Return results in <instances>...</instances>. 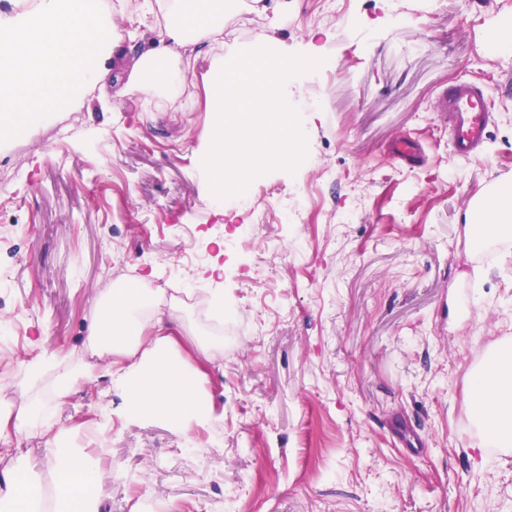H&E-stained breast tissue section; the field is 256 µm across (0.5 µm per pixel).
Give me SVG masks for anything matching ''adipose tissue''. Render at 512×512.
Instances as JSON below:
<instances>
[{"mask_svg":"<svg viewBox=\"0 0 512 512\" xmlns=\"http://www.w3.org/2000/svg\"><path fill=\"white\" fill-rule=\"evenodd\" d=\"M176 9L158 25L160 37L147 49L138 73L141 87L176 94L184 73L174 57L189 50L202 34L220 29L227 0H174ZM158 288H116L96 301L88 343L107 363L121 396L120 413L130 422L153 420L189 434L209 424L198 407L205 364L182 354L180 319L157 304ZM474 412L482 438L498 448L512 447V351L493 353L472 378ZM49 486L17 469L0 478V512H98L112 481L102 460L89 451L55 452L46 461Z\"/></svg>","mask_w":512,"mask_h":512,"instance_id":"ef3b65f1","label":"adipose tissue"}]
</instances>
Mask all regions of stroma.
Segmentation results:
<instances>
[{
	"label": "stroma",
	"instance_id": "stroma-1",
	"mask_svg": "<svg viewBox=\"0 0 512 512\" xmlns=\"http://www.w3.org/2000/svg\"><path fill=\"white\" fill-rule=\"evenodd\" d=\"M268 2L230 9L195 59H177L186 83L162 100L133 77L159 32L144 0H123L106 78L55 115L65 137L37 123L0 147V317L23 313L17 349L0 355V407L33 410L18 454L39 473L52 445H106L125 478L99 512H148L152 499L176 512H512V452L473 455L470 400L473 359L512 342V258L472 266L463 222L512 171V49L489 50L512 31V0H340L334 15L327 0ZM261 37L330 70L283 88L303 162L219 210L200 156L211 74ZM462 81L484 87L492 115L470 160L434 110ZM398 136L423 159L394 160ZM298 202L300 223H284ZM241 224L257 237L238 239ZM190 248L203 261L184 263ZM215 261L223 278H203ZM119 262L163 289L190 332L214 336L216 318L190 291L223 289L224 350L200 399L222 441L124 421L109 373L86 371L92 307ZM42 350L74 375L63 398L53 374H23ZM100 420L103 441L86 439Z\"/></svg>",
	"mask_w": 512,
	"mask_h": 512
}]
</instances>
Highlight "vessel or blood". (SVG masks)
<instances>
[{"label": "vessel or blood", "mask_w": 512, "mask_h": 512, "mask_svg": "<svg viewBox=\"0 0 512 512\" xmlns=\"http://www.w3.org/2000/svg\"><path fill=\"white\" fill-rule=\"evenodd\" d=\"M435 109L448 118V131L457 155L475 158L490 123L483 87L474 82L458 83L438 95Z\"/></svg>", "instance_id": "b4317fda"}]
</instances>
